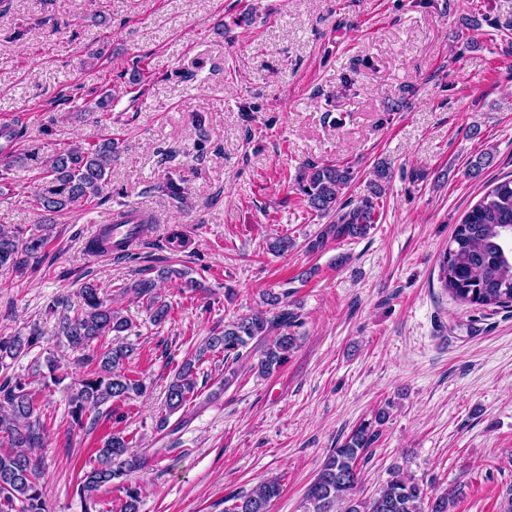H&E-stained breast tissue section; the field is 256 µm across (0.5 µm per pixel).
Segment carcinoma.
Listing matches in <instances>:
<instances>
[{
	"label": "carcinoma",
	"mask_w": 512,
	"mask_h": 512,
	"mask_svg": "<svg viewBox=\"0 0 512 512\" xmlns=\"http://www.w3.org/2000/svg\"><path fill=\"white\" fill-rule=\"evenodd\" d=\"M117 149V142L107 137L87 148L76 145L57 152L45 165L35 194L37 209L53 215L99 198L110 181L109 170ZM373 175L371 195L353 203L342 200V190L354 179L351 166L311 164L299 171L296 183L308 208L320 217L335 216V221L310 242V250L369 233L378 222V199L392 178L390 164L378 162ZM52 230L51 224H39L27 237L0 232V272L36 270ZM439 282L445 292L464 305L512 307V179L494 183L455 225L448 248L439 258ZM154 288L155 281L139 279L128 291L146 301L153 322L160 325L167 320L170 306L155 295ZM80 296L82 302L76 308L60 297L48 310L56 319V335L65 339L70 350L83 353L84 364L90 366L68 396L69 415L79 427L90 411L146 391L143 382L122 371L132 352L119 341L131 327L127 317L101 298L92 283L84 284ZM266 305L264 311L224 325L223 334L210 337L198 357L222 352L226 361L247 362L254 352L252 342L256 341L260 352L255 367L264 376L276 372L295 348L292 328L299 318L275 293L268 294ZM42 336L37 326L26 337L0 336V368L8 369L6 359L28 352ZM105 336L112 337V343L100 349L96 342ZM196 386V362L186 360L167 387L168 411L181 409ZM38 394L18 378L5 376L0 381V512H48L40 485V462L29 453L32 448L43 447L49 438L46 426L35 416ZM388 417V411L379 409L373 419L361 423L332 450L305 493L303 512H450L456 491L432 498L419 482L398 470L374 496L358 495L359 462L366 458ZM128 448L129 440L123 433L110 434L97 450L96 464L80 477L79 490L95 491L139 470L142 462L128 455ZM281 492L278 478L266 479L249 493L232 497L233 504L224 512H270Z\"/></svg>",
	"instance_id": "1"
}]
</instances>
